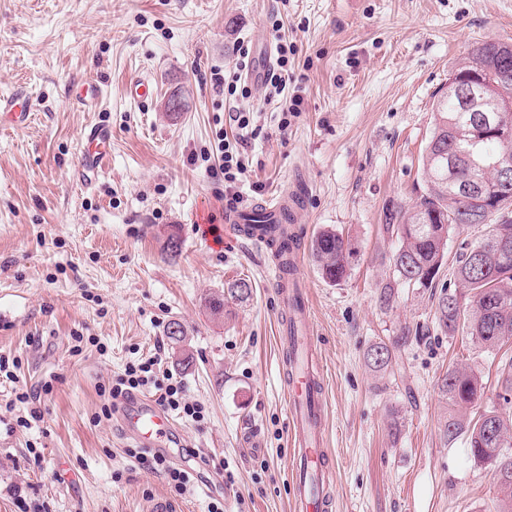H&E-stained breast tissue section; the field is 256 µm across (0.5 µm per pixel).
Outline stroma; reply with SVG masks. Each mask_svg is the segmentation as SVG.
<instances>
[{
    "mask_svg": "<svg viewBox=\"0 0 512 512\" xmlns=\"http://www.w3.org/2000/svg\"><path fill=\"white\" fill-rule=\"evenodd\" d=\"M276 22L290 46L284 94L269 101L256 85L250 98L225 96L214 74L232 70L238 43L258 51ZM485 39L512 44V0H0V94L22 86L38 103L29 124L0 125V512H147L160 496L177 512H207L214 498L226 512H291L272 273L259 250L199 230L224 225L218 143L235 137L237 110L255 112L258 126L242 204L304 186L305 240L333 229L356 248L339 282L309 254L298 270L323 359L336 512H495L492 470L465 438L441 435L437 381L461 365L480 376L478 416L499 400L512 341L492 351L442 332L433 298L455 289L456 259L484 226H453L434 288L395 286L387 306L379 298L397 246L384 213L423 191L434 101ZM134 76L154 83L150 102L126 97ZM90 82L99 100L72 108ZM174 96L183 108L173 118ZM95 123L112 128L111 159L85 187L76 164ZM171 232L182 241L175 258L163 250ZM241 278L250 299L228 301L214 320L207 299ZM174 320L186 330L179 347L166 336ZM404 330L375 371L370 349ZM156 354L203 407L200 421L177 424L208 490L171 488L101 411L127 363ZM26 391L29 406L17 399ZM32 407L39 420L22 425Z\"/></svg>",
    "mask_w": 512,
    "mask_h": 512,
    "instance_id": "obj_1",
    "label": "stroma"
}]
</instances>
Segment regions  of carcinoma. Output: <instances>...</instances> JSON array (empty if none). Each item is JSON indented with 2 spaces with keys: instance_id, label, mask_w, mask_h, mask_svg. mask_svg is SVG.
<instances>
[{
  "instance_id": "obj_1",
  "label": "carcinoma",
  "mask_w": 512,
  "mask_h": 512,
  "mask_svg": "<svg viewBox=\"0 0 512 512\" xmlns=\"http://www.w3.org/2000/svg\"><path fill=\"white\" fill-rule=\"evenodd\" d=\"M506 43L483 40L473 43L456 74L482 79L484 94L503 103L493 113L496 121L512 127V51L503 50ZM434 128L422 158L426 188L414 204L404 209L393 207L384 214L387 229L396 235L398 246L389 258L394 283L386 284L380 300L388 304L394 285L406 288H430L443 264L445 253L440 245L447 242L452 226L463 223V217L477 207L473 197L458 190L460 183H478L492 191L496 202L490 207L502 212L490 218L512 231V183H498L496 172L463 165L448 168V151L474 150L490 160L505 153L512 156V141L504 143L487 135L479 136V128L471 122L467 104L442 92L433 108ZM312 253L323 278L342 280L350 268L353 251L342 235L326 230L312 242ZM474 247L457 259V290L443 289L436 304L439 327L452 334L459 326L478 344L496 349L512 340V248L505 252L487 241L482 260L473 261ZM251 284L239 279L227 292L215 294L206 307L216 318L224 314V296L239 301L250 297ZM470 306L467 318H461L462 303ZM392 349L381 343L370 349L369 362L377 369L386 368ZM500 398L504 405L484 410L476 419L467 418L469 405L482 396L483 383L475 373L451 368L438 381V390L448 401L452 413L442 425V436L448 443L464 435L473 459L493 469L497 479L499 504L497 512H512V356L501 359Z\"/></svg>"
}]
</instances>
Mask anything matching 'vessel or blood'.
<instances>
[{"mask_svg":"<svg viewBox=\"0 0 512 512\" xmlns=\"http://www.w3.org/2000/svg\"><path fill=\"white\" fill-rule=\"evenodd\" d=\"M34 110L30 94L23 89L0 98V121L15 127L25 125ZM112 145V130L104 124L85 129L78 158L81 182L92 183L105 172ZM305 200L304 193L265 197L254 203L263 223L252 222L248 213L228 208L224 211V233L242 244L264 246L274 260L272 285L280 302L281 321L293 327L284 337L280 364L284 391L288 398L291 450L293 512H334L331 493L334 470L324 446L323 365L314 349L308 306L297 277L302 258L301 245L280 253L271 228L294 224ZM114 413L123 436L137 447L168 457L176 447L177 424L171 415L147 395L134 392L122 397Z\"/></svg>","mask_w":512,"mask_h":512,"instance_id":"obj_1","label":"vessel or blood"}]
</instances>
